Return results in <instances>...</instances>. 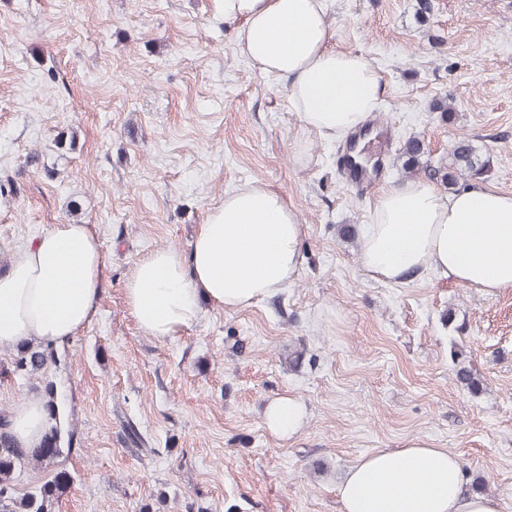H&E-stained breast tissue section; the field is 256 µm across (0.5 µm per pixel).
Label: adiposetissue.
<instances>
[{
	"instance_id": "obj_1",
	"label": "adipose tissue",
	"mask_w": 512,
	"mask_h": 512,
	"mask_svg": "<svg viewBox=\"0 0 512 512\" xmlns=\"http://www.w3.org/2000/svg\"><path fill=\"white\" fill-rule=\"evenodd\" d=\"M240 21L235 39L263 72L287 83L303 127L336 138L367 123L382 94L381 76L362 54L332 49L325 0H218ZM305 234L275 192L253 185L225 195L199 225L188 254L159 249L126 283L139 326L160 339L198 320L202 303L238 309L292 281ZM363 270L404 281L432 268L484 294L512 287V193L476 181L445 198L425 181L386 187L363 231ZM102 258L86 225L58 224L18 252L0 272V351L35 338L71 340L100 301ZM266 428L289 439L306 408L294 395L271 399ZM11 428L26 448L39 444L46 413L29 398L12 411ZM342 512H500L498 499L463 488L458 455L426 439L359 460L339 487Z\"/></svg>"
}]
</instances>
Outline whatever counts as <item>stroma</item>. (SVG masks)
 Listing matches in <instances>:
<instances>
[{
	"mask_svg": "<svg viewBox=\"0 0 512 512\" xmlns=\"http://www.w3.org/2000/svg\"><path fill=\"white\" fill-rule=\"evenodd\" d=\"M328 3L332 48L381 75L371 117L395 146L419 136L437 166L468 136L481 180L512 193V0H430L424 23L419 0ZM237 27L216 0H0V265L72 221L103 262L95 314L43 375L0 353V411L49 385L59 411L62 454L25 469L18 491L63 472L54 512H341L356 461L419 438L512 512V288L366 274L359 238L338 229L371 223L377 190L346 185V139L300 124ZM442 97L448 121L429 109ZM254 183L305 226L293 281L168 339L143 331L125 292L135 265L189 252L225 194ZM459 349L480 394L456 380ZM284 394L308 410L287 440L261 417Z\"/></svg>",
	"mask_w": 512,
	"mask_h": 512,
	"instance_id": "1",
	"label": "stroma"
}]
</instances>
